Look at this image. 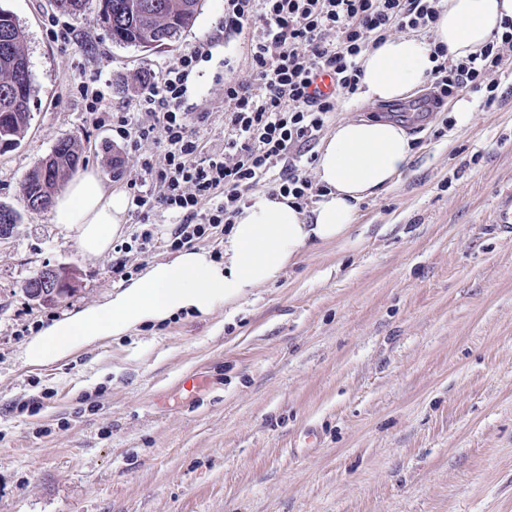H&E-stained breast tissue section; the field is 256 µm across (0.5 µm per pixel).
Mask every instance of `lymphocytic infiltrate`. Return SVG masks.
Returning a JSON list of instances; mask_svg holds the SVG:
<instances>
[{
    "label": "lymphocytic infiltrate",
    "mask_w": 512,
    "mask_h": 512,
    "mask_svg": "<svg viewBox=\"0 0 512 512\" xmlns=\"http://www.w3.org/2000/svg\"><path fill=\"white\" fill-rule=\"evenodd\" d=\"M443 0H224V33L252 29L251 78L224 80V145L207 148L197 121L182 108L187 80L208 58L211 41L185 50L162 78L145 77L134 109L118 119L135 155L128 184L135 228L125 251L146 250L156 217L169 215L171 249L227 235L250 191L293 197L307 208L319 191L300 161L339 104L360 90L362 60L391 33H430ZM512 49V18L479 54L452 60L435 48L431 86L437 99L469 90L497 98L492 75ZM334 79L331 93L315 81ZM163 147V160L141 152L146 140Z\"/></svg>",
    "instance_id": "1"
}]
</instances>
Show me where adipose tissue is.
<instances>
[{
    "label": "adipose tissue",
    "instance_id": "adipose-tissue-1",
    "mask_svg": "<svg viewBox=\"0 0 512 512\" xmlns=\"http://www.w3.org/2000/svg\"><path fill=\"white\" fill-rule=\"evenodd\" d=\"M507 17H512V0H445L434 41L390 37L366 54V96L382 102L405 99L433 67L432 43L444 45L449 58H467L480 52ZM412 155L413 139L398 123L364 117L339 121L318 151L315 174L322 193L311 213L299 210L291 198L254 193L226 236L222 257L192 248L148 264L109 300L45 327L26 345L24 364H52L142 327L207 315L277 282L311 245L347 237L359 202L385 190ZM51 221L73 233L85 258L97 259L123 235L126 201L88 170L57 195Z\"/></svg>",
    "mask_w": 512,
    "mask_h": 512
}]
</instances>
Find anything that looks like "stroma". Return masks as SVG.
Returning a JSON list of instances; mask_svg holds the SVG:
<instances>
[{"instance_id":"35a3bbf8","label":"stroma","mask_w":512,"mask_h":512,"mask_svg":"<svg viewBox=\"0 0 512 512\" xmlns=\"http://www.w3.org/2000/svg\"><path fill=\"white\" fill-rule=\"evenodd\" d=\"M172 48L113 43L96 0L46 36L53 0H0L26 34L31 125L0 151V512H512V49L499 100L456 126L448 105L393 114L416 144L407 172L363 200L345 239L305 252L274 284L206 316L96 343L44 368L25 346L63 314L102 302L115 255L84 259L21 183L64 138L81 169L128 192L133 156L85 120L98 80L128 112L144 76L213 42L188 81L198 130L224 143L223 76L250 77L251 30L224 37V0H201ZM71 266L42 305L23 288Z\"/></svg>"}]
</instances>
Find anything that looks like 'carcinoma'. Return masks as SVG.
<instances>
[{
  "instance_id": "1",
  "label": "carcinoma",
  "mask_w": 512,
  "mask_h": 512,
  "mask_svg": "<svg viewBox=\"0 0 512 512\" xmlns=\"http://www.w3.org/2000/svg\"><path fill=\"white\" fill-rule=\"evenodd\" d=\"M91 0H55L59 11L79 15ZM201 7L200 0H99V13L107 17V30L118 45L146 51L169 48L182 38ZM151 32L153 38L145 37ZM25 32L16 16L0 8V150L20 144L31 123L32 82L20 77L30 73ZM81 155L75 143L63 139L50 154L29 171L22 194L32 210H43V202L55 195L79 167Z\"/></svg>"
}]
</instances>
